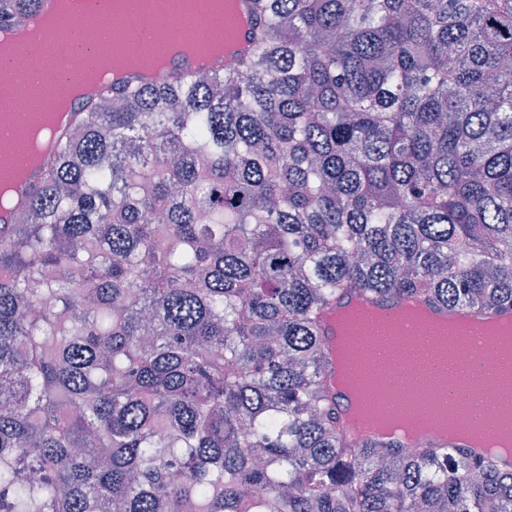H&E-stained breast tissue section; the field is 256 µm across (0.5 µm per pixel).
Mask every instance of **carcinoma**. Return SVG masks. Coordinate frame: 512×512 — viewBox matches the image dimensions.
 <instances>
[{
  "label": "carcinoma",
  "mask_w": 512,
  "mask_h": 512,
  "mask_svg": "<svg viewBox=\"0 0 512 512\" xmlns=\"http://www.w3.org/2000/svg\"><path fill=\"white\" fill-rule=\"evenodd\" d=\"M222 75L118 88L0 228V512H512L342 438L322 311L512 306V0H253Z\"/></svg>",
  "instance_id": "cac0c4a2"
}]
</instances>
